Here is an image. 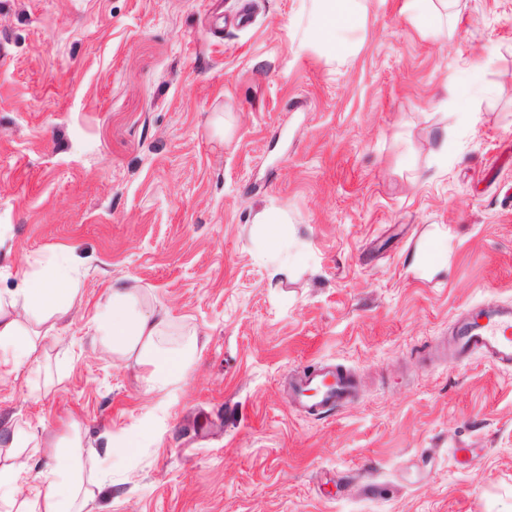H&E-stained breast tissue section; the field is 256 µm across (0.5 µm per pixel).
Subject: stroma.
<instances>
[{"label": "stroma", "instance_id": "obj_1", "mask_svg": "<svg viewBox=\"0 0 512 512\" xmlns=\"http://www.w3.org/2000/svg\"><path fill=\"white\" fill-rule=\"evenodd\" d=\"M402 2L331 62L302 0H0V292L82 261L0 422L77 421L90 512H512V372L435 354L512 303V0L451 36ZM117 280L198 333L169 392L90 341ZM321 363L358 394L307 416L285 379Z\"/></svg>", "mask_w": 512, "mask_h": 512}]
</instances>
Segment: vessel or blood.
<instances>
[{"label":"vessel or blood","instance_id":"1","mask_svg":"<svg viewBox=\"0 0 512 512\" xmlns=\"http://www.w3.org/2000/svg\"><path fill=\"white\" fill-rule=\"evenodd\" d=\"M449 348L457 356L481 355L512 369V305L497 303L478 317L457 321ZM295 403L308 414L336 408L356 393V380L337 365L300 372L290 382Z\"/></svg>","mask_w":512,"mask_h":512}]
</instances>
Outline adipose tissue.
Instances as JSON below:
<instances>
[{
  "instance_id": "ef3b65f1",
  "label": "adipose tissue",
  "mask_w": 512,
  "mask_h": 512,
  "mask_svg": "<svg viewBox=\"0 0 512 512\" xmlns=\"http://www.w3.org/2000/svg\"><path fill=\"white\" fill-rule=\"evenodd\" d=\"M319 30V47L328 59L354 50L350 34L358 28L360 0H311ZM74 252L56 255L45 265L20 267L22 286L0 294V353L13 367L26 363L50 320L68 313L80 298ZM93 343L114 359L131 360L143 370L149 391L163 393L183 384L200 349L196 336L175 339V322L169 311L153 305L149 293L122 282L111 283L96 307ZM7 439L0 446V504L8 512H86L89 497L81 481L85 447L72 433L67 448L47 443L54 464L48 468L27 463L34 439L24 428L0 427ZM40 484L34 497L22 496L24 476Z\"/></svg>"
}]
</instances>
